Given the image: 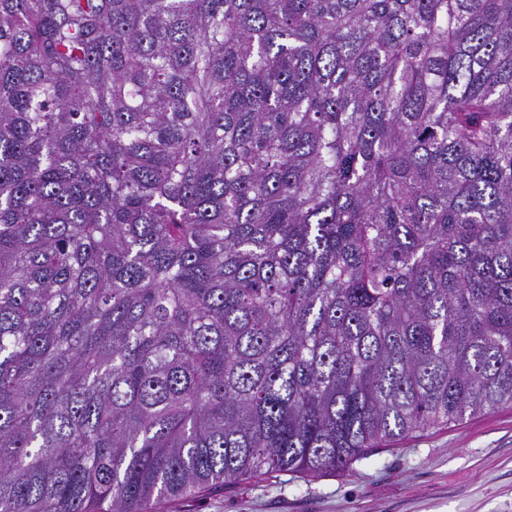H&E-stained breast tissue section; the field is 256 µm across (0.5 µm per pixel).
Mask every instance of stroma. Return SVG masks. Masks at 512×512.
I'll return each instance as SVG.
<instances>
[{"mask_svg": "<svg viewBox=\"0 0 512 512\" xmlns=\"http://www.w3.org/2000/svg\"><path fill=\"white\" fill-rule=\"evenodd\" d=\"M153 512H512V409L372 449L343 471L251 478Z\"/></svg>", "mask_w": 512, "mask_h": 512, "instance_id": "1", "label": "stroma"}]
</instances>
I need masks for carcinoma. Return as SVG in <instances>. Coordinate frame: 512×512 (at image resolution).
Masks as SVG:
<instances>
[{"label": "carcinoma", "mask_w": 512, "mask_h": 512, "mask_svg": "<svg viewBox=\"0 0 512 512\" xmlns=\"http://www.w3.org/2000/svg\"><path fill=\"white\" fill-rule=\"evenodd\" d=\"M503 408L512 0H0V512Z\"/></svg>", "instance_id": "obj_1"}]
</instances>
